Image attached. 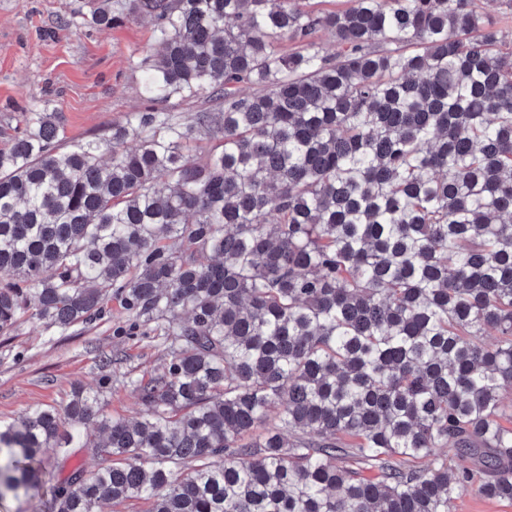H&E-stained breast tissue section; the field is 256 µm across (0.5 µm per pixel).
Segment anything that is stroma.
<instances>
[{"label": "stroma", "mask_w": 512, "mask_h": 512, "mask_svg": "<svg viewBox=\"0 0 512 512\" xmlns=\"http://www.w3.org/2000/svg\"><path fill=\"white\" fill-rule=\"evenodd\" d=\"M88 10L89 0H0V148L21 131L23 109L42 98L61 119L64 149L143 110L132 62L151 50L150 23L75 27ZM106 355L118 359L104 390L107 412L137 416L141 406L124 381L160 367L165 346L144 328H131L118 301L109 302L103 319L63 334L22 319L11 335L0 336V422L66 399L75 383L97 385Z\"/></svg>", "instance_id": "1"}]
</instances>
